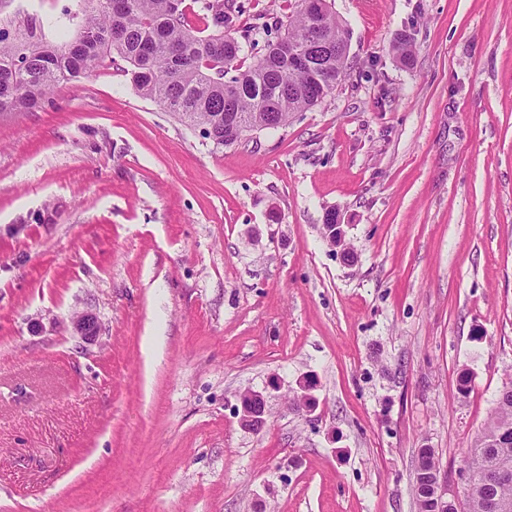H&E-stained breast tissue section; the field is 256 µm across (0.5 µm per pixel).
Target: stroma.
Masks as SVG:
<instances>
[{
  "instance_id": "1",
  "label": "stroma",
  "mask_w": 512,
  "mask_h": 512,
  "mask_svg": "<svg viewBox=\"0 0 512 512\" xmlns=\"http://www.w3.org/2000/svg\"><path fill=\"white\" fill-rule=\"evenodd\" d=\"M328 2L342 85L235 145L120 59L0 112V512H417L422 448L465 504L512 381V0ZM224 5L249 60L297 3ZM81 9L0 28L61 42ZM265 399L262 394L249 392L241 400L240 423L251 430L260 429L265 423Z\"/></svg>"
}]
</instances>
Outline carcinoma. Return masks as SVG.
Here are the masks:
<instances>
[{
	"instance_id": "carcinoma-1",
	"label": "carcinoma",
	"mask_w": 512,
	"mask_h": 512,
	"mask_svg": "<svg viewBox=\"0 0 512 512\" xmlns=\"http://www.w3.org/2000/svg\"><path fill=\"white\" fill-rule=\"evenodd\" d=\"M185 0H83L82 22L66 43L34 42L0 35V112H26L45 101L61 83H79L116 55L131 66L133 83L151 99L217 146H229L224 104L245 128L277 116L288 125L293 116L332 94L346 75L349 33L328 12L322 36L314 39L308 0L280 24V39L308 49L313 67L297 73L277 41L244 64L242 46L229 35L238 15L224 10V0H193L210 18L212 33L202 35L188 21ZM501 460L512 461V383L502 387L481 434L463 460L472 473ZM487 486L471 477L466 512H485Z\"/></svg>"
}]
</instances>
